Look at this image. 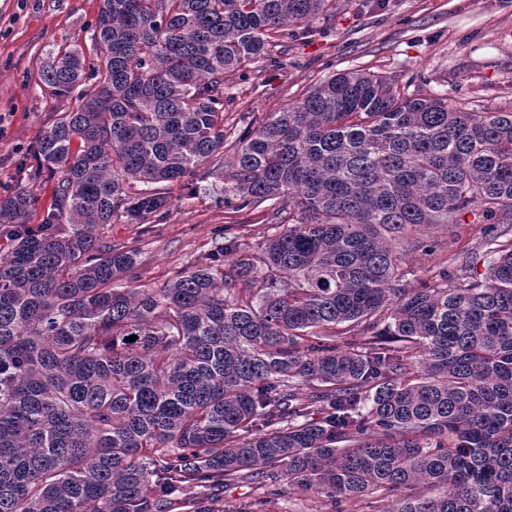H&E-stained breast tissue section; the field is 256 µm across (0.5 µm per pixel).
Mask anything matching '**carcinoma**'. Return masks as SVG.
<instances>
[{
	"instance_id": "carcinoma-1",
	"label": "carcinoma",
	"mask_w": 512,
	"mask_h": 512,
	"mask_svg": "<svg viewBox=\"0 0 512 512\" xmlns=\"http://www.w3.org/2000/svg\"><path fill=\"white\" fill-rule=\"evenodd\" d=\"M330 7L99 0L96 82L82 45L49 51L42 82L75 102L34 151L53 203L32 228L34 194L0 200V512H215L229 485L253 491L237 512H512V234L480 279L404 268L425 227L512 223V111L343 71L209 166L224 74ZM220 179L287 229L132 287L138 251L103 230ZM330 505L312 495H290L271 503L264 512H330Z\"/></svg>"
}]
</instances>
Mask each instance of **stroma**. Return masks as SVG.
Here are the masks:
<instances>
[{
    "instance_id": "stroma-1",
    "label": "stroma",
    "mask_w": 512,
    "mask_h": 512,
    "mask_svg": "<svg viewBox=\"0 0 512 512\" xmlns=\"http://www.w3.org/2000/svg\"><path fill=\"white\" fill-rule=\"evenodd\" d=\"M98 0H0V199L26 189L38 199L31 224L52 201L53 181L34 178L33 151L43 132L71 106L45 90L48 50L88 42ZM361 69L413 81L425 92L466 100L482 112L512 109V0H332L326 14L270 48L244 72L224 76V151L230 162L241 117L262 121L303 99L320 80ZM227 227L242 247L274 234L265 212L235 210L223 195L173 187L163 218L149 227L115 223L106 239L138 249V285L158 288L215 246ZM491 224L424 232L410 252L412 281L440 269L485 271Z\"/></svg>"
}]
</instances>
